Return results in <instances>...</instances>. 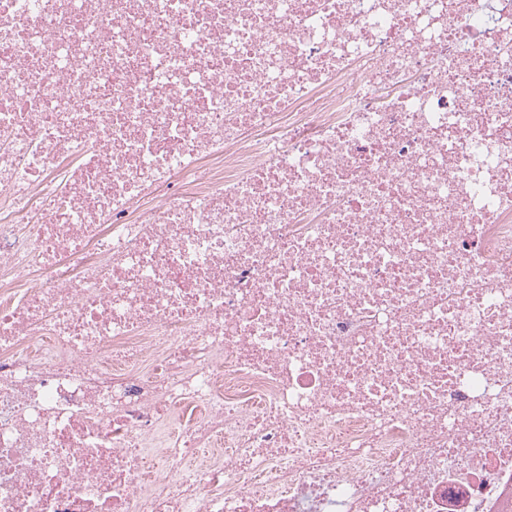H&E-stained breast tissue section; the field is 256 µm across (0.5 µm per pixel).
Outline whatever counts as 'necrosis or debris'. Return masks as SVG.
<instances>
[{"instance_id":"1","label":"necrosis or debris","mask_w":512,"mask_h":512,"mask_svg":"<svg viewBox=\"0 0 512 512\" xmlns=\"http://www.w3.org/2000/svg\"><path fill=\"white\" fill-rule=\"evenodd\" d=\"M0 512H512V0H0Z\"/></svg>"}]
</instances>
